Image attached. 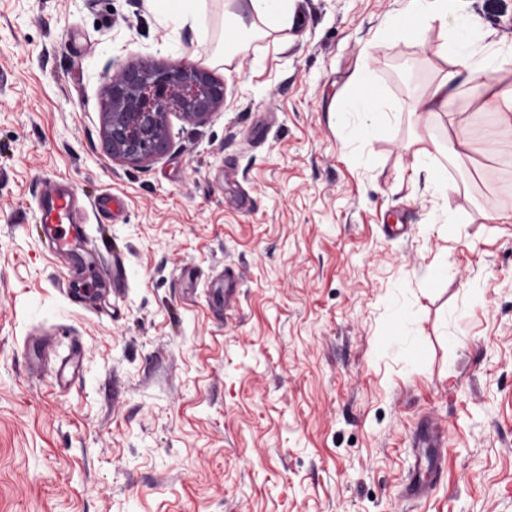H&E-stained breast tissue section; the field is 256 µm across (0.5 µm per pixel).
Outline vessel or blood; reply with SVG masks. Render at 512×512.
<instances>
[{
  "mask_svg": "<svg viewBox=\"0 0 512 512\" xmlns=\"http://www.w3.org/2000/svg\"><path fill=\"white\" fill-rule=\"evenodd\" d=\"M40 220L48 230V240L61 257L71 253L73 241L82 236L83 208L73 187L56 181L42 183L40 189ZM438 422L428 419L418 427L415 441L418 455L413 476L405 487L406 497L421 500L441 476L445 449Z\"/></svg>",
  "mask_w": 512,
  "mask_h": 512,
  "instance_id": "1",
  "label": "vessel or blood"
}]
</instances>
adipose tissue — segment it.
<instances>
[{
	"label": "adipose tissue",
	"mask_w": 512,
	"mask_h": 512,
	"mask_svg": "<svg viewBox=\"0 0 512 512\" xmlns=\"http://www.w3.org/2000/svg\"><path fill=\"white\" fill-rule=\"evenodd\" d=\"M290 0H249L250 11L243 14L231 9L224 12V32L233 41L258 33L271 34L294 27L296 18L289 6ZM457 0H408L405 10L391 23L390 33L409 40L420 38L431 25L450 30L449 39L440 46L442 58L456 63L467 61L473 40V27L463 19L456 7ZM496 65L476 64L468 91L477 100L493 94L504 122L512 121V82H503ZM357 83L359 91L351 102V109L369 116V123L359 128L362 141H369L375 123L384 117L387 106L370 72H361Z\"/></svg>",
	"instance_id": "1"
}]
</instances>
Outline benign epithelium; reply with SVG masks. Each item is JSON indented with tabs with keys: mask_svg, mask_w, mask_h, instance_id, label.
<instances>
[{
	"mask_svg": "<svg viewBox=\"0 0 512 512\" xmlns=\"http://www.w3.org/2000/svg\"><path fill=\"white\" fill-rule=\"evenodd\" d=\"M224 101V84L200 65L128 64L103 85L105 147L115 161L148 163L167 148L170 115L202 124Z\"/></svg>",
	"mask_w": 512,
	"mask_h": 512,
	"instance_id": "1",
	"label": "benign epithelium"
}]
</instances>
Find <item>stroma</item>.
<instances>
[{"instance_id": "35a3bbf8", "label": "stroma", "mask_w": 512, "mask_h": 512, "mask_svg": "<svg viewBox=\"0 0 512 512\" xmlns=\"http://www.w3.org/2000/svg\"><path fill=\"white\" fill-rule=\"evenodd\" d=\"M224 2L176 29L162 0H0V512H512V126L464 92L416 111L450 64L438 28L385 36L406 0H292L297 28L229 44ZM457 7L512 55V0ZM207 58L224 108L112 162L105 75ZM365 69L392 108L367 144ZM47 179L122 201L79 264ZM427 415L444 470L412 504ZM40 221L48 224V240L61 257L71 253L73 241L82 237L84 205L72 186H63L56 181L43 182L40 189Z\"/></svg>"}]
</instances>
